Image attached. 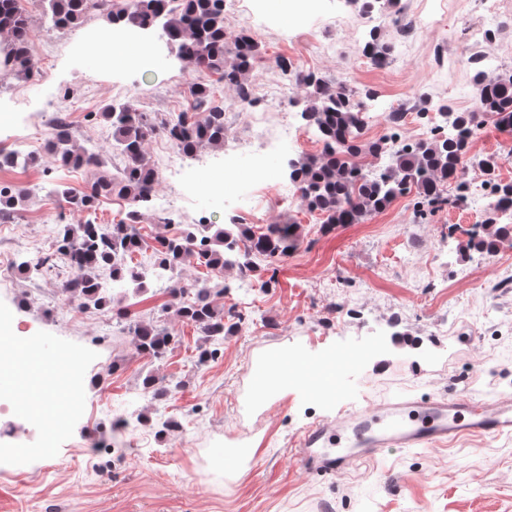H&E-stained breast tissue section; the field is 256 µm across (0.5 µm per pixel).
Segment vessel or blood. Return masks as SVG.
Instances as JSON below:
<instances>
[{
	"label": "vessel or blood",
	"instance_id": "b4317fda",
	"mask_svg": "<svg viewBox=\"0 0 512 512\" xmlns=\"http://www.w3.org/2000/svg\"><path fill=\"white\" fill-rule=\"evenodd\" d=\"M512 435V398L488 406L467 395L401 397L355 409L308 429L294 455L309 472L331 475L388 448H429L465 436Z\"/></svg>",
	"mask_w": 512,
	"mask_h": 512
}]
</instances>
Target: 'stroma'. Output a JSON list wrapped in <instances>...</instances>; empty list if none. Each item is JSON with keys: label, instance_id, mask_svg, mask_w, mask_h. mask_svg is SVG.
Instances as JSON below:
<instances>
[{"label": "stroma", "instance_id": "1", "mask_svg": "<svg viewBox=\"0 0 512 512\" xmlns=\"http://www.w3.org/2000/svg\"><path fill=\"white\" fill-rule=\"evenodd\" d=\"M480 2L395 0L411 5L427 25L395 40L391 66L381 71L361 54L364 0H294L287 26L276 0H259L265 22L251 33L261 55L249 78L277 90L276 61L288 58L328 82L346 83L355 95L372 92L371 114L400 105L405 133L426 129L438 103L460 111L474 106L472 71L458 48L461 33L481 16ZM26 8L35 74L0 85V142L18 143L20 157L16 167L0 171V185L30 191L16 220L0 224V254L13 263L53 250L58 225L83 218L51 193L57 185L82 190L86 178L59 166L47 150L58 110L72 123L77 147L106 152L112 164L111 129L99 117L105 105L186 112L191 83L205 77L180 59L162 29L152 32L159 48L151 70H116L91 51L95 36L110 26L106 14L90 13L62 30L52 25L45 0H27ZM323 44L332 52L320 53ZM213 89L230 101V134L271 136L287 112L298 120L297 137L256 158L229 141L206 147L183 156L173 173L172 147L154 133L144 152L158 170V193L176 203L164 212L142 206L141 235L150 242L163 230L180 232L202 220L249 224L257 232L290 221L300 224L302 244L278 264L270 287H246L237 270L225 271L223 304L242 324L203 365L200 329L164 311L168 282L155 271H147L133 310L174 327L177 342L161 359L135 348L111 307H79L59 296L55 276L12 272L9 285H0V313L33 323L41 339L88 361L69 427L55 432L48 418L47 447L13 444L11 462L0 467V512H512V436L391 448L328 477L309 475L292 454L314 423L360 404L461 392L490 406L512 396V288L501 285L512 275V244L488 259L460 250L463 238L449 234V225L475 224L481 209L447 207L420 217L409 194L362 223L323 229L321 215L290 192V160L320 152L299 118L301 88L289 86L281 112L268 113L261 125L232 104L231 90L220 83ZM224 165L240 168L241 177L224 191H207L209 169ZM284 352L343 365L340 395L319 398L300 387L254 405L257 364ZM149 374L181 382L158 404L177 429L162 436L137 426L125 434L121 455H100L85 439L87 426L106 429L113 418L151 406L142 391Z\"/></svg>", "mask_w": 512, "mask_h": 512}]
</instances>
